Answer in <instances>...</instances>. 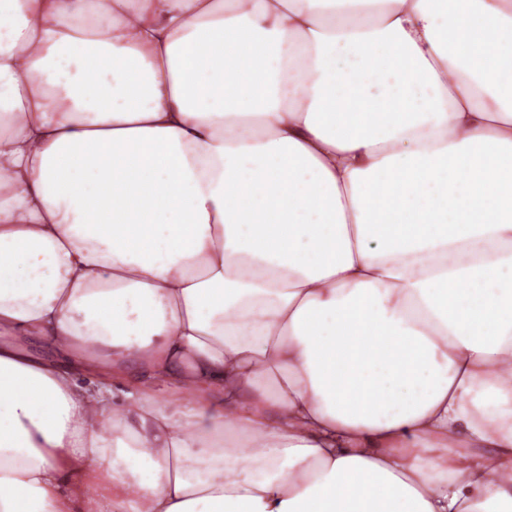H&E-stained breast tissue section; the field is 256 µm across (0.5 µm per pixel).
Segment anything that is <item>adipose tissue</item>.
I'll return each instance as SVG.
<instances>
[{"label":"adipose tissue","instance_id":"ef3b65f1","mask_svg":"<svg viewBox=\"0 0 512 512\" xmlns=\"http://www.w3.org/2000/svg\"><path fill=\"white\" fill-rule=\"evenodd\" d=\"M125 505L512 512V0H0V512Z\"/></svg>","mask_w":512,"mask_h":512}]
</instances>
